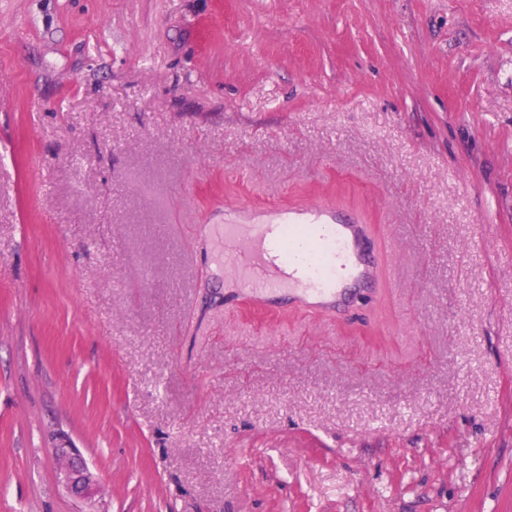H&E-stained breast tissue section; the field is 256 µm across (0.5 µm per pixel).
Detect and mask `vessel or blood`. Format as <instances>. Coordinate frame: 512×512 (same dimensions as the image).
Listing matches in <instances>:
<instances>
[{
	"mask_svg": "<svg viewBox=\"0 0 512 512\" xmlns=\"http://www.w3.org/2000/svg\"><path fill=\"white\" fill-rule=\"evenodd\" d=\"M363 224L216 225V256L241 294L264 302L289 293L321 311L342 306L351 285L376 278L377 267L357 245Z\"/></svg>",
	"mask_w": 512,
	"mask_h": 512,
	"instance_id": "1",
	"label": "vessel or blood"
}]
</instances>
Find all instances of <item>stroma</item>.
Listing matches in <instances>:
<instances>
[{
  "instance_id": "obj_1",
  "label": "stroma",
  "mask_w": 512,
  "mask_h": 512,
  "mask_svg": "<svg viewBox=\"0 0 512 512\" xmlns=\"http://www.w3.org/2000/svg\"><path fill=\"white\" fill-rule=\"evenodd\" d=\"M320 206L382 287L237 296ZM512 512V0H0V512ZM58 435V434H57ZM54 446L59 479L71 494L84 500H92L96 480L86 463L73 451L65 436H57Z\"/></svg>"
}]
</instances>
